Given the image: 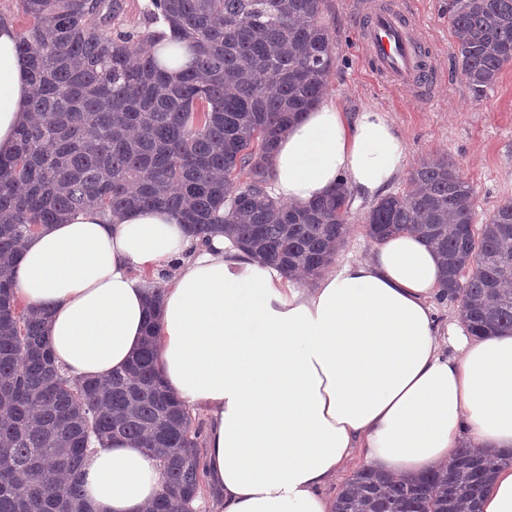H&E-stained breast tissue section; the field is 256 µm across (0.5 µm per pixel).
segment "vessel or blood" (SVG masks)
I'll use <instances>...</instances> for the list:
<instances>
[{"instance_id":"vessel-or-blood-1","label":"vessel or blood","mask_w":512,"mask_h":512,"mask_svg":"<svg viewBox=\"0 0 512 512\" xmlns=\"http://www.w3.org/2000/svg\"><path fill=\"white\" fill-rule=\"evenodd\" d=\"M361 40L378 74L412 90L426 86L430 77L428 48L415 16L404 6L369 12Z\"/></svg>"}]
</instances>
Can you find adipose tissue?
Returning <instances> with one entry per match:
<instances>
[{
  "label": "adipose tissue",
  "mask_w": 512,
  "mask_h": 512,
  "mask_svg": "<svg viewBox=\"0 0 512 512\" xmlns=\"http://www.w3.org/2000/svg\"><path fill=\"white\" fill-rule=\"evenodd\" d=\"M19 35L0 21V155L31 110ZM407 149L387 114L349 117L319 100L279 139L270 194L304 205L346 184L380 195ZM172 268L155 345L170 391L207 420L205 472L220 512H333L326 488L352 458L416 478L461 443L496 469L478 512H512V331L439 328L443 270L414 234L388 238L303 288L223 234L200 243L167 208L121 217L89 208L25 239L11 275L19 301L47 308L57 366L78 379L123 369L143 340L146 272ZM94 512H143L162 469L113 438L80 476Z\"/></svg>",
  "instance_id": "ef3b65f1"
}]
</instances>
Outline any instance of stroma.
I'll use <instances>...</instances> for the list:
<instances>
[{
    "label": "stroma",
    "instance_id": "obj_1",
    "mask_svg": "<svg viewBox=\"0 0 512 512\" xmlns=\"http://www.w3.org/2000/svg\"><path fill=\"white\" fill-rule=\"evenodd\" d=\"M395 0H326L321 20L327 24L336 63L328 76V95L339 99L345 112L356 115L371 105L385 111L407 146L406 170L391 193L409 194L411 172L426 158L446 156L473 187L478 223H485L504 202L512 200V63L496 85L476 97L455 61L456 47L448 18V0H405L422 25L432 49L433 77L428 99L380 77L358 35L368 6ZM372 207L363 202L348 208V234L338 260L364 259L375 248L364 218Z\"/></svg>",
    "mask_w": 512,
    "mask_h": 512
}]
</instances>
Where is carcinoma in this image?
Segmentation results:
<instances>
[{
	"label": "carcinoma",
	"mask_w": 512,
	"mask_h": 512,
	"mask_svg": "<svg viewBox=\"0 0 512 512\" xmlns=\"http://www.w3.org/2000/svg\"><path fill=\"white\" fill-rule=\"evenodd\" d=\"M149 19L195 52L171 81L139 40L109 32L123 0H20L19 50L32 116L0 157V512H92L78 473L112 435L163 463L146 512H194L201 472L191 415L155 370L154 326L121 372L80 380L53 363L44 313L22 306L11 271L33 226L86 208L165 206L206 242L220 229L283 274L314 277L348 233L349 192L291 205L267 192L288 126L327 90L333 40L325 0H151ZM461 74L481 98L512 62V0H448ZM418 191L388 195L365 217L380 243L411 231L441 255L439 296L461 298L471 333L512 329V201L474 229L477 202L447 158L411 173ZM490 467L465 445L411 482L357 471L336 512H469Z\"/></svg>",
	"instance_id": "1"
}]
</instances>
